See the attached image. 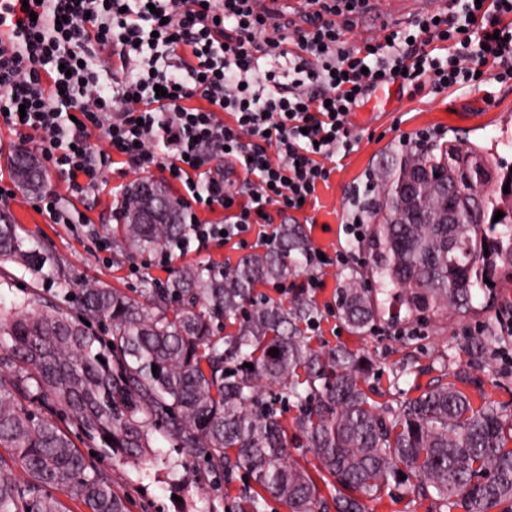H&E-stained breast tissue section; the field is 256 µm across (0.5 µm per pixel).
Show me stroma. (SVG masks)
I'll list each match as a JSON object with an SVG mask.
<instances>
[{
	"label": "stroma",
	"instance_id": "35a3bbf8",
	"mask_svg": "<svg viewBox=\"0 0 512 512\" xmlns=\"http://www.w3.org/2000/svg\"><path fill=\"white\" fill-rule=\"evenodd\" d=\"M362 112L352 115L354 135L359 142L346 156L334 158V170L327 183L317 188V201L304 210L288 214L286 221L304 228L313 247L334 254L354 251L355 260L344 266L317 270L299 267L282 291L275 284L258 286L259 297L278 302L291 301L310 274H318L323 288L311 292L318 314L308 335L328 347H345L359 352L371 363L363 387L371 403L394 408L405 399L423 392L427 385L452 382L464 374L461 383L475 403L493 405L504 418L512 420V333L503 322L512 319V277L502 276L496 288L495 304L462 318L445 314L436 318L423 315L398 323L380 319L362 334L351 332L336 309V290L351 274L364 266L370 255L369 243L353 246L343 224L354 210L355 199H368L365 187L376 182L384 169L404 153L403 138L432 142L451 140L462 147L477 144L493 146L504 130H512V84H482L467 92L425 91L417 96L396 94L386 108L374 109L364 103ZM34 150V143L0 123V187L13 190V198L0 201V213L16 224L18 234L32 247L51 255L65 272L68 289H61L56 278L33 272L16 264H0V308L39 293L54 298L65 311L75 310L73 289L87 284L119 288L136 294L144 281L166 283L181 267L212 264L227 268L237 264L246 252L263 250L256 234H249L246 246L208 243L185 254H173L168 264H160L156 252L128 258L112 251L97 250L99 241L111 240L120 226L119 208L126 189L140 176L122 163L114 164L107 179L94 191L73 196L64 177L46 167L47 188L57 193L74 215L76 224H56L48 214L37 211L36 196L19 189L6 158L18 149ZM112 477L118 491L132 501V512H183L177 502L180 472L161 471L147 477L132 464L113 460ZM212 485L209 496L195 500L196 512H232L235 498L247 474L232 481L207 475Z\"/></svg>",
	"mask_w": 512,
	"mask_h": 512
}]
</instances>
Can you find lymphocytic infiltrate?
Masks as SVG:
<instances>
[{
  "label": "lymphocytic infiltrate",
  "mask_w": 512,
  "mask_h": 512,
  "mask_svg": "<svg viewBox=\"0 0 512 512\" xmlns=\"http://www.w3.org/2000/svg\"><path fill=\"white\" fill-rule=\"evenodd\" d=\"M310 3L292 27L250 0H0V122L77 196L118 157L167 173L185 206L223 209L220 222L190 223L195 240L222 245L315 198L377 88L512 80V0H453L359 44L351 20L367 0Z\"/></svg>",
  "instance_id": "1"
}]
</instances>
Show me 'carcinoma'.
<instances>
[{
  "instance_id": "1",
  "label": "carcinoma",
  "mask_w": 512,
  "mask_h": 512,
  "mask_svg": "<svg viewBox=\"0 0 512 512\" xmlns=\"http://www.w3.org/2000/svg\"><path fill=\"white\" fill-rule=\"evenodd\" d=\"M454 150L448 141L416 154L435 173ZM466 156L481 159L500 184L512 180L493 153L470 146ZM9 164L25 173L23 189L44 187L32 153L18 150ZM125 200L139 206L122 207L112 250H153L187 236L184 207L166 184L136 182ZM503 204L493 196L471 223L448 226L430 218L394 224L391 203L372 201L370 273L378 287L348 278L337 293L343 319L360 333L386 313L465 316L476 292L493 300L499 271L512 269V207L493 221ZM310 250L303 228L285 224L275 247L244 255L230 271L184 266L137 298L86 285L75 316L35 294L0 318V336L10 339L0 346V512H71L65 497L83 512H131L112 474L78 449L69 429L99 440L104 456L147 472L172 468L153 449L157 426L185 457L203 458L209 472L249 475L259 489L241 492L237 512H264L266 493L290 512H365L363 499L381 498L401 471L407 490L436 512L458 505L512 512V435L496 409L474 406L454 383H437L380 410L361 388L362 356L311 344L303 326L317 314L313 300L298 294L286 306L257 297V285L292 276L295 256ZM15 261L53 266L0 213V263ZM220 321L237 324V333L216 337ZM268 384L300 407L294 427L316 471L336 483L330 497L288 457V426L263 398Z\"/></svg>"
}]
</instances>
